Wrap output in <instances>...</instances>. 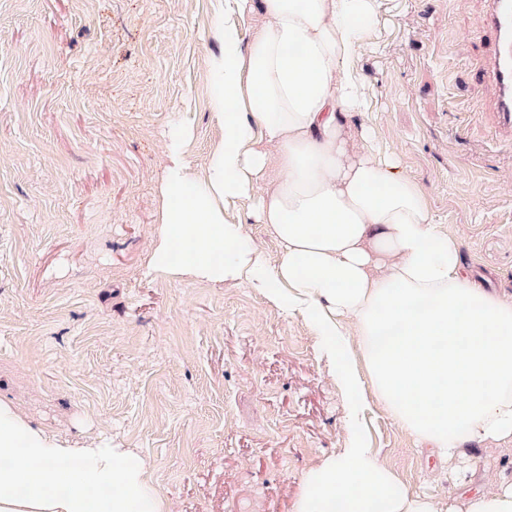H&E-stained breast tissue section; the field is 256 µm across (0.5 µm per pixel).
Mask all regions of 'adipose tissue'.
I'll return each mask as SVG.
<instances>
[{
    "label": "adipose tissue",
    "instance_id": "obj_1",
    "mask_svg": "<svg viewBox=\"0 0 512 512\" xmlns=\"http://www.w3.org/2000/svg\"><path fill=\"white\" fill-rule=\"evenodd\" d=\"M378 0H220L206 78L224 131L204 173L189 130L166 140L148 269L243 285L307 319L352 400L371 383L388 415L438 460L512 442V296L476 286L426 191L384 161L350 118L365 111L357 59ZM281 247L269 265L238 202ZM355 344L349 358L340 345ZM0 512H170L146 461L109 441L77 448L0 401ZM294 512H445L357 437L306 470Z\"/></svg>",
    "mask_w": 512,
    "mask_h": 512
}]
</instances>
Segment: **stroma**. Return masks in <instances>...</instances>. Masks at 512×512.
Here are the masks:
<instances>
[{
    "instance_id": "1",
    "label": "stroma",
    "mask_w": 512,
    "mask_h": 512,
    "mask_svg": "<svg viewBox=\"0 0 512 512\" xmlns=\"http://www.w3.org/2000/svg\"><path fill=\"white\" fill-rule=\"evenodd\" d=\"M491 0H379L358 57L367 127L428 192L472 280L512 294V129L479 81ZM217 0H0V398L150 464L173 512H294L359 432L415 491L512 483V445L434 460L376 403L357 427L309 322L245 287L147 274L164 136L194 171L222 130L205 81Z\"/></svg>"
}]
</instances>
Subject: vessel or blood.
<instances>
[{
	"mask_svg": "<svg viewBox=\"0 0 512 512\" xmlns=\"http://www.w3.org/2000/svg\"><path fill=\"white\" fill-rule=\"evenodd\" d=\"M486 25V75L496 89L495 110L512 124V0H491Z\"/></svg>",
	"mask_w": 512,
	"mask_h": 512,
	"instance_id": "obj_1",
	"label": "vessel or blood"
}]
</instances>
